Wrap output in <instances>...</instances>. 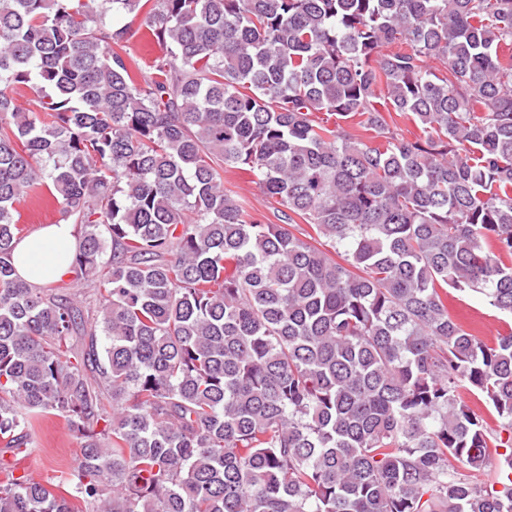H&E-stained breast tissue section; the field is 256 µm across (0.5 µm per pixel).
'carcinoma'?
Wrapping results in <instances>:
<instances>
[{
	"label": "carcinoma",
	"mask_w": 512,
	"mask_h": 512,
	"mask_svg": "<svg viewBox=\"0 0 512 512\" xmlns=\"http://www.w3.org/2000/svg\"><path fill=\"white\" fill-rule=\"evenodd\" d=\"M45 197L93 308L15 273ZM450 289L512 319V0L0 3V512H512V326ZM48 415L57 484L1 458ZM139 21V19H136L133 23L131 29L132 31H136V33L132 38H130L127 45L134 56H136L140 66L143 69H146L151 58L158 53L159 48L157 45L147 41L143 37L142 29L137 31L139 28ZM224 187L235 192L244 200L245 207L252 215L264 214L273 220L268 210V199L262 189L239 172L224 173ZM448 291V308L466 328L472 329L488 341L506 329L501 320L503 317L492 309L481 295Z\"/></svg>",
	"instance_id": "cac0c4a2"
}]
</instances>
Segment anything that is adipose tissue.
<instances>
[{
    "instance_id": "obj_1",
    "label": "adipose tissue",
    "mask_w": 512,
    "mask_h": 512,
    "mask_svg": "<svg viewBox=\"0 0 512 512\" xmlns=\"http://www.w3.org/2000/svg\"><path fill=\"white\" fill-rule=\"evenodd\" d=\"M78 245L76 228L71 224H51L27 236L15 246L16 272L20 279L45 285L67 277L66 256Z\"/></svg>"
}]
</instances>
